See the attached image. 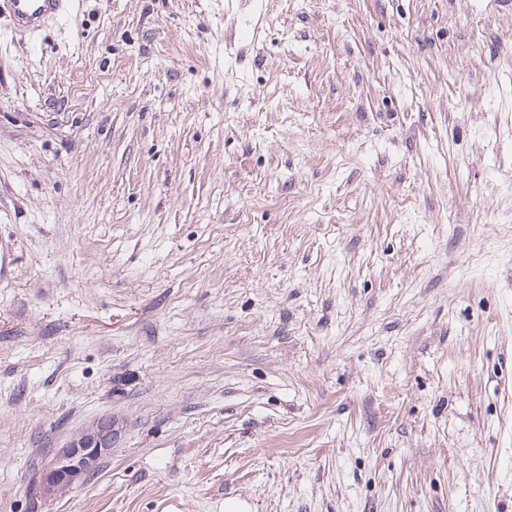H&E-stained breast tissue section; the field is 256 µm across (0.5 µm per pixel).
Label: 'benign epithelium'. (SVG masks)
Instances as JSON below:
<instances>
[{
    "label": "benign epithelium",
    "mask_w": 512,
    "mask_h": 512,
    "mask_svg": "<svg viewBox=\"0 0 512 512\" xmlns=\"http://www.w3.org/2000/svg\"><path fill=\"white\" fill-rule=\"evenodd\" d=\"M114 443L110 419H101L81 431L43 464L33 483V495L50 498L73 489L98 469Z\"/></svg>",
    "instance_id": "obj_1"
}]
</instances>
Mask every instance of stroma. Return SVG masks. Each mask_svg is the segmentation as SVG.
I'll return each mask as SVG.
<instances>
[{"label": "stroma", "mask_w": 512, "mask_h": 512, "mask_svg": "<svg viewBox=\"0 0 512 512\" xmlns=\"http://www.w3.org/2000/svg\"><path fill=\"white\" fill-rule=\"evenodd\" d=\"M230 501L512 512L505 0L0 14V512ZM112 419H101L71 438L38 471L33 495L40 498L65 493L96 471L115 443Z\"/></svg>", "instance_id": "35a3bbf8"}]
</instances>
